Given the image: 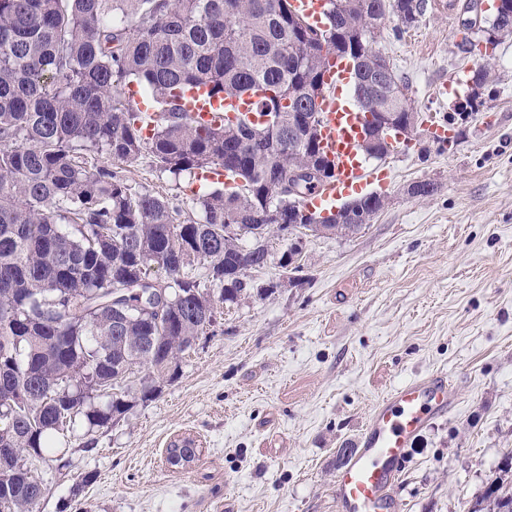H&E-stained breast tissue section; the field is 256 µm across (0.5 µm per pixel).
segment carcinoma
<instances>
[{
    "mask_svg": "<svg viewBox=\"0 0 512 512\" xmlns=\"http://www.w3.org/2000/svg\"><path fill=\"white\" fill-rule=\"evenodd\" d=\"M312 27L290 0H0V498L34 512L47 488L26 467L50 459L57 434L104 427L129 410L130 374L152 400L180 356L216 323L218 309L251 294L249 271L269 263L274 214L305 210L303 198L334 177L290 175L307 167L306 129L292 112H316L330 56L353 66L363 112H405L408 85L368 43L349 0H328ZM399 30L419 22L427 0H362ZM512 32V0L487 30ZM137 85L159 111L151 135L126 89ZM206 85L220 100L258 97L272 123L190 121L180 93ZM144 158L178 178L222 166L233 186L196 199L201 216L128 183L102 164ZM227 224L241 225L224 236ZM157 265L168 280L150 278ZM199 265L197 278L186 272ZM148 315L143 303L160 304ZM199 448L175 440L166 462L193 463ZM512 512L500 477L470 512Z\"/></svg>",
    "mask_w": 512,
    "mask_h": 512,
    "instance_id": "carcinoma-1",
    "label": "carcinoma"
}]
</instances>
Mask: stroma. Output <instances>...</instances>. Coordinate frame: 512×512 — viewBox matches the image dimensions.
Wrapping results in <instances>:
<instances>
[{
	"label": "stroma",
	"mask_w": 512,
	"mask_h": 512,
	"mask_svg": "<svg viewBox=\"0 0 512 512\" xmlns=\"http://www.w3.org/2000/svg\"><path fill=\"white\" fill-rule=\"evenodd\" d=\"M463 2L428 0L414 28L398 32L390 17L373 35L423 117H453L452 144L419 127L380 160L388 205L370 224L305 237L298 286L275 261L251 271L272 293L221 308L155 399L77 429L61 448L66 467L27 459L49 490L36 512H339L340 449L384 394L435 371L460 404L410 448L390 489L395 512H469L500 476L512 452V35L494 53L483 107L461 116L481 62L470 45L494 14L483 0L479 27L465 30ZM458 77V91L436 95ZM119 171L192 205L185 180L149 160ZM423 181L435 192L411 195ZM180 435L201 455L178 472L165 450Z\"/></svg>",
	"instance_id": "obj_1"
}]
</instances>
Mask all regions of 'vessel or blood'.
I'll return each mask as SVG.
<instances>
[{"label":"vessel or blood","mask_w":512,"mask_h":512,"mask_svg":"<svg viewBox=\"0 0 512 512\" xmlns=\"http://www.w3.org/2000/svg\"><path fill=\"white\" fill-rule=\"evenodd\" d=\"M293 9L312 25H321L327 0H291ZM327 92L320 98V144L335 162L334 177L309 193L304 204L313 212H326L336 201L362 192L374 181L359 150L365 114L347 90L353 81L352 65L344 58L330 59L323 73ZM181 105L198 123L220 125L246 117L262 122L252 98L220 100L204 86L185 91ZM455 388L444 374L432 373L389 391L371 410L356 448L338 470L333 492L340 512H392L388 488L411 444L429 421L443 417L458 405Z\"/></svg>","instance_id":"1"}]
</instances>
